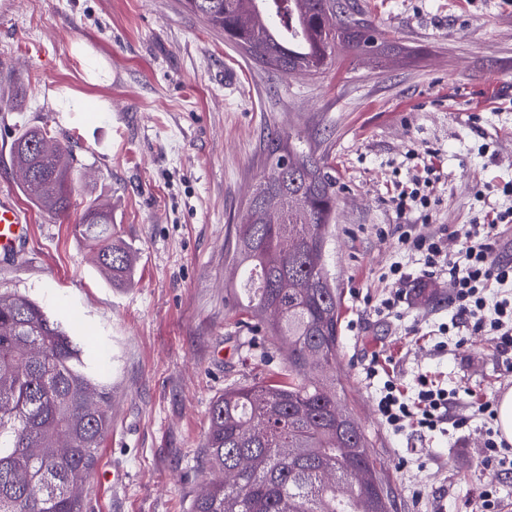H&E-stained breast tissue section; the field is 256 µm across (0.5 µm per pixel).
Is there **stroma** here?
Instances as JSON below:
<instances>
[{"mask_svg":"<svg viewBox=\"0 0 512 512\" xmlns=\"http://www.w3.org/2000/svg\"><path fill=\"white\" fill-rule=\"evenodd\" d=\"M356 2L382 54L341 48L309 77L243 56L183 0H0V196L30 224L28 243L0 260V293L61 319L112 387L111 428L79 481L87 512H189L209 480L211 402L283 370V351L240 324L224 288L227 227L278 132L336 171L326 261L341 293V370L397 512H479L488 487L512 512V469L486 467L488 421L473 410L512 389V369L495 332L452 327L446 277L398 241L406 224L462 232L512 207V0ZM82 96L101 111L68 109ZM44 125L74 156L62 217L27 200L10 158L23 129ZM428 152L431 208L399 213L397 191ZM95 200L136 255L129 287H112L73 234ZM396 263L408 281L390 274ZM423 375L453 396L447 422L385 428V382L411 401Z\"/></svg>","mask_w":512,"mask_h":512,"instance_id":"obj_1","label":"stroma"}]
</instances>
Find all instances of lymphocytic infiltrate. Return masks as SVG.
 <instances>
[{"mask_svg":"<svg viewBox=\"0 0 512 512\" xmlns=\"http://www.w3.org/2000/svg\"><path fill=\"white\" fill-rule=\"evenodd\" d=\"M512 223V208L486 214L482 233L465 234L444 231L423 233L402 231L398 241L408 250L425 255L429 275L447 272L451 302L456 314L472 331L493 328L498 334L501 352H512V299L492 306L496 317L486 320L485 290L491 284H512V260L496 255V227ZM419 391L414 401L401 400L393 384H386L377 403L384 426L399 431L409 425L432 430L443 424L448 415V394L435 388L427 377H419Z\"/></svg>","mask_w":512,"mask_h":512,"instance_id":"obj_1","label":"lymphocytic infiltrate"}]
</instances>
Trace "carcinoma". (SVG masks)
I'll return each instance as SVG.
<instances>
[{"label": "carcinoma", "mask_w": 512, "mask_h": 512, "mask_svg": "<svg viewBox=\"0 0 512 512\" xmlns=\"http://www.w3.org/2000/svg\"><path fill=\"white\" fill-rule=\"evenodd\" d=\"M254 61L283 74L316 75L336 48L375 55L381 42L346 0H184ZM42 142L40 153L24 145ZM69 148L45 127L14 141L20 190L64 215L76 191ZM268 170L244 222L224 240V279L245 321L273 346L288 345L284 372L232 386L208 411L203 467L216 474L190 512H394L384 461L348 408L337 371L341 302L325 256L336 211V175L324 157L272 137ZM75 235L115 288L132 282L135 256L93 205ZM112 386L96 377L65 324L19 293L0 294V512H85L82 475L110 427Z\"/></svg>", "instance_id": "obj_1"}]
</instances>
